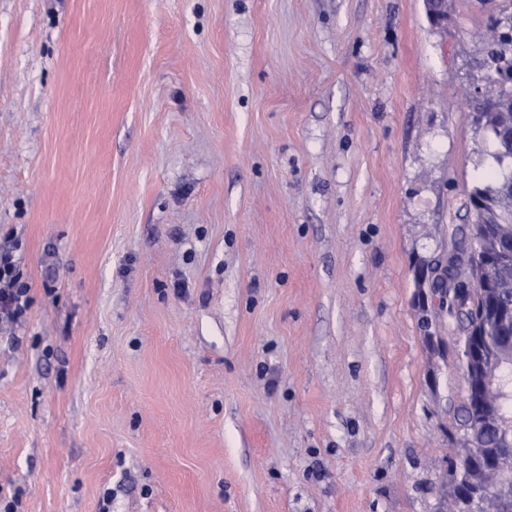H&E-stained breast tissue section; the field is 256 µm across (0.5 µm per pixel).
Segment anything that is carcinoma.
Segmentation results:
<instances>
[{
  "instance_id": "carcinoma-1",
  "label": "carcinoma",
  "mask_w": 512,
  "mask_h": 512,
  "mask_svg": "<svg viewBox=\"0 0 512 512\" xmlns=\"http://www.w3.org/2000/svg\"><path fill=\"white\" fill-rule=\"evenodd\" d=\"M487 141L493 145L490 157L495 163L491 173L480 177L468 192L469 201L480 198L481 211L477 213L476 249L479 254L498 248L501 254L494 271H488L484 262L471 257L455 264L454 298L458 301V318L470 323H479L481 329L491 338L487 360V373L493 379L483 407L484 416L480 423H469L468 408L463 423L469 424L466 436L471 448L466 455H459L452 464V473L442 485V493L451 501L450 512H464L462 493L464 487L455 481V472L468 473V486L492 485L496 493L484 500L480 512H501L502 502L512 501V351L504 348L512 338V324L491 321L499 307L512 305V291L488 287L489 279L495 276L501 280L512 276V206L503 204L502 194L512 181V162H502L500 154L507 148V140L498 139V134L488 130ZM499 454L505 466L489 471L482 464V458Z\"/></svg>"
}]
</instances>
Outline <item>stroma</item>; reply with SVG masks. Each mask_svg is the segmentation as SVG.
<instances>
[{
  "label": "stroma",
  "instance_id": "stroma-1",
  "mask_svg": "<svg viewBox=\"0 0 512 512\" xmlns=\"http://www.w3.org/2000/svg\"><path fill=\"white\" fill-rule=\"evenodd\" d=\"M454 0H0V501L441 512L476 220ZM55 284H48V272ZM13 248L0 250V314L17 321L28 310L31 298L30 286L17 268Z\"/></svg>",
  "mask_w": 512,
  "mask_h": 512
}]
</instances>
